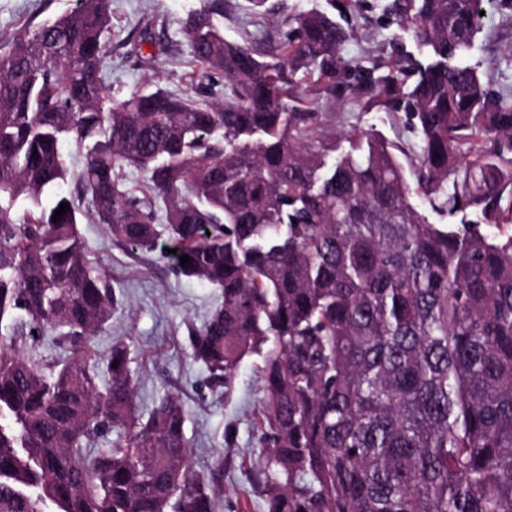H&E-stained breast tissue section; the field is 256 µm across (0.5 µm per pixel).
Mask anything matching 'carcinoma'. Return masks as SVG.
Listing matches in <instances>:
<instances>
[{"instance_id":"cac0c4a2","label":"carcinoma","mask_w":512,"mask_h":512,"mask_svg":"<svg viewBox=\"0 0 512 512\" xmlns=\"http://www.w3.org/2000/svg\"><path fill=\"white\" fill-rule=\"evenodd\" d=\"M386 10L418 56L365 66L318 11L262 60L207 0L185 34L223 94L199 100L108 93L105 0L0 55V512L222 508L191 467L182 400L137 413L130 344L95 349L124 302L89 261L84 216L132 250L167 237L179 275L221 290L186 339L215 389L262 358L267 512H512V104L466 60L480 0ZM313 77L404 112L420 151L363 129L338 153L303 106ZM64 140L85 155L70 191ZM53 332L55 360L16 347Z\"/></svg>"}]
</instances>
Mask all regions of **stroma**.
I'll return each instance as SVG.
<instances>
[{
    "mask_svg": "<svg viewBox=\"0 0 512 512\" xmlns=\"http://www.w3.org/2000/svg\"><path fill=\"white\" fill-rule=\"evenodd\" d=\"M345 0H266L255 9L252 0H226L220 21L224 37L242 40L251 34L252 46H276L288 28L291 14L316 10L340 16ZM387 0H360L357 24L360 35L342 48L346 60L369 64L402 54L416 46L409 30L391 24ZM203 0H108L111 30L103 54L111 73L106 81L113 96L128 97L137 90L161 86L188 96L207 86L205 68L196 62L184 32V22L199 10ZM79 0H0V53L30 26L74 11ZM481 32L468 53L469 64L491 75L490 89H512V10L502 0H483ZM150 31L152 45L137 56L134 41ZM324 124L335 132L341 151L351 147L354 132L372 128L385 139L420 149L418 134L400 114L381 108L362 109L350 94L319 95L312 103ZM91 260L108 272L113 288L124 295V307L110 328L98 337L96 347L107 353L116 339L133 343L138 372L136 409H151L171 392L187 410L186 436L195 471L210 474L224 492V512H267L261 494L260 447L254 419L263 406L260 377L262 360L246 357L238 366L229 391L209 386L205 367L193 361L186 344L185 320L203 323L218 302L219 291L210 285L181 277L167 252L168 241L145 255L111 243L103 225L85 220L81 226Z\"/></svg>",
    "mask_w": 512,
    "mask_h": 512,
    "instance_id": "1",
    "label": "stroma"
}]
</instances>
